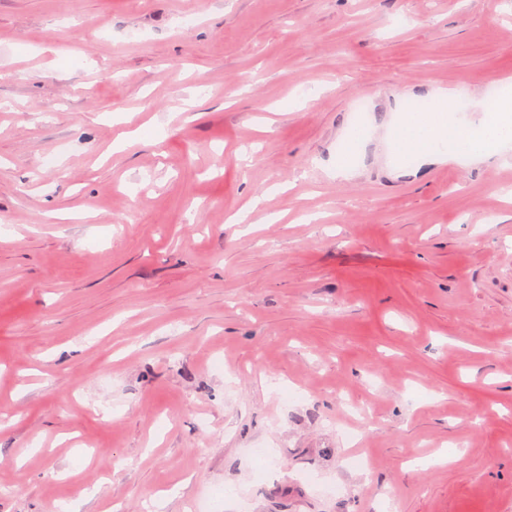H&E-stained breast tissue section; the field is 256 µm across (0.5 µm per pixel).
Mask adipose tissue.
Here are the masks:
<instances>
[{
    "instance_id": "obj_1",
    "label": "adipose tissue",
    "mask_w": 512,
    "mask_h": 512,
    "mask_svg": "<svg viewBox=\"0 0 512 512\" xmlns=\"http://www.w3.org/2000/svg\"><path fill=\"white\" fill-rule=\"evenodd\" d=\"M442 106V113L415 112L404 122L401 136L406 148L427 159L437 157L443 146L500 159L512 149L511 78L501 80L493 108L485 110L479 119L457 117L452 99H443Z\"/></svg>"
}]
</instances>
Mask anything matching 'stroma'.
I'll return each instance as SVG.
<instances>
[{
	"instance_id": "stroma-1",
	"label": "stroma",
	"mask_w": 512,
	"mask_h": 512,
	"mask_svg": "<svg viewBox=\"0 0 512 512\" xmlns=\"http://www.w3.org/2000/svg\"><path fill=\"white\" fill-rule=\"evenodd\" d=\"M509 76L512 0H0V512H512V159L393 158Z\"/></svg>"
}]
</instances>
